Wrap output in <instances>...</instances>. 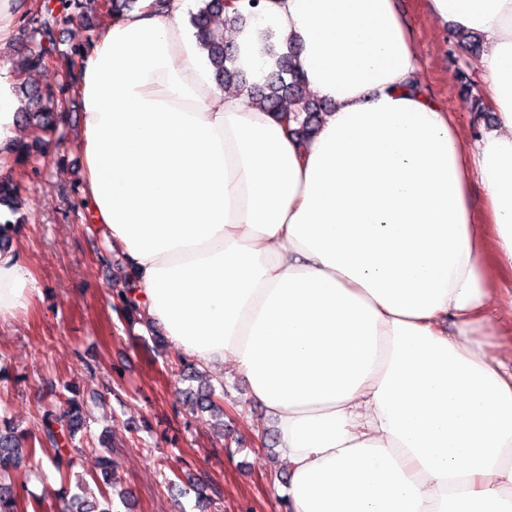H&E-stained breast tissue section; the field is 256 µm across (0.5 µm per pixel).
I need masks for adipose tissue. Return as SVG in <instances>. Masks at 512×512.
I'll use <instances>...</instances> for the list:
<instances>
[{
  "mask_svg": "<svg viewBox=\"0 0 512 512\" xmlns=\"http://www.w3.org/2000/svg\"><path fill=\"white\" fill-rule=\"evenodd\" d=\"M109 20L84 49L83 198L170 342L231 368L273 423L289 512H512V0H429L479 33L495 118L474 139L408 84L396 0H261L236 65L300 47L317 134L215 85L187 0ZM18 76L0 60V175ZM484 201H476L472 181ZM40 288L0 252V322Z\"/></svg>",
  "mask_w": 512,
  "mask_h": 512,
  "instance_id": "obj_1",
  "label": "adipose tissue"
}]
</instances>
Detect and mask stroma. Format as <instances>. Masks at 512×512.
Here are the masks:
<instances>
[{"mask_svg": "<svg viewBox=\"0 0 512 512\" xmlns=\"http://www.w3.org/2000/svg\"><path fill=\"white\" fill-rule=\"evenodd\" d=\"M106 0H83L80 18L62 27L60 56L23 80L36 87L60 83L80 65L71 47L85 43L82 22L102 26ZM422 59L421 89L455 112L463 135L478 137L491 113L471 111L483 99L482 80L451 31L435 25L428 0H397ZM59 129L36 168L16 167L23 222L11 246L39 280L40 297L17 318L0 325V409L23 428L37 430L45 407L63 383L84 396L102 394L76 454L74 474L96 467L99 441L112 436L117 480L132 512H286V467L273 459L276 442L263 409L248 400L243 377L207 372L224 388V428L186 400L192 382L184 376L187 357L161 336L147 317H125L112 307L126 288L130 268L122 252L86 219L82 205V150L78 138L81 104L66 91ZM199 475L219 490L199 505L189 479Z\"/></svg>", "mask_w": 512, "mask_h": 512, "instance_id": "obj_1", "label": "stroma"}]
</instances>
